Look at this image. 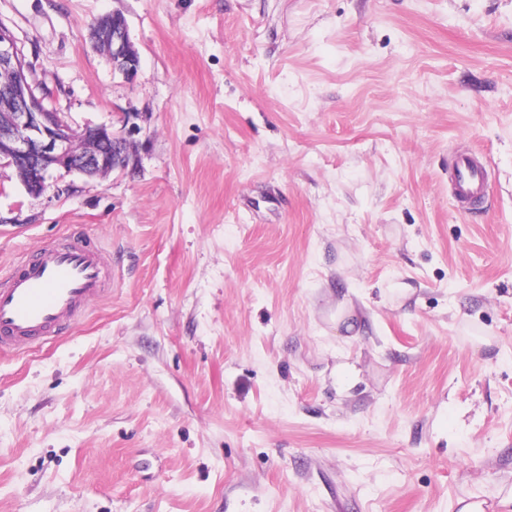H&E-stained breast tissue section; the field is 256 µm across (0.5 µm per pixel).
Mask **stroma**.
<instances>
[{
  "instance_id": "35a3bbf8",
  "label": "stroma",
  "mask_w": 512,
  "mask_h": 512,
  "mask_svg": "<svg viewBox=\"0 0 512 512\" xmlns=\"http://www.w3.org/2000/svg\"><path fill=\"white\" fill-rule=\"evenodd\" d=\"M113 11L130 82L88 40ZM0 24L75 130L131 113L138 160L40 197L0 170V275L69 234L112 272L0 352V512H512V0H0ZM473 147L477 215L448 193Z\"/></svg>"
}]
</instances>
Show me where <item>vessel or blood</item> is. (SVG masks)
<instances>
[{
  "label": "vessel or blood",
  "mask_w": 512,
  "mask_h": 512,
  "mask_svg": "<svg viewBox=\"0 0 512 512\" xmlns=\"http://www.w3.org/2000/svg\"><path fill=\"white\" fill-rule=\"evenodd\" d=\"M489 175L472 153L457 156L452 187L466 208L483 205ZM111 286L100 246L70 237L49 242L0 277V349L21 352L61 335Z\"/></svg>",
  "instance_id": "obj_1"
}]
</instances>
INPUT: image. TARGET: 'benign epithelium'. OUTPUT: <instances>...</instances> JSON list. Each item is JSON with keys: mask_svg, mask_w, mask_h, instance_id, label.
<instances>
[{"mask_svg": "<svg viewBox=\"0 0 512 512\" xmlns=\"http://www.w3.org/2000/svg\"><path fill=\"white\" fill-rule=\"evenodd\" d=\"M92 48L105 56L112 70L135 79L139 56L129 38L125 16L106 14L91 27ZM0 167L13 171L31 195L57 188L61 172L86 177L133 170L136 150L129 126L131 115L120 113V128L87 125L73 130L66 117L46 105V94L36 92L31 69L21 46L0 24Z\"/></svg>", "mask_w": 512, "mask_h": 512, "instance_id": "1", "label": "benign epithelium"}]
</instances>
